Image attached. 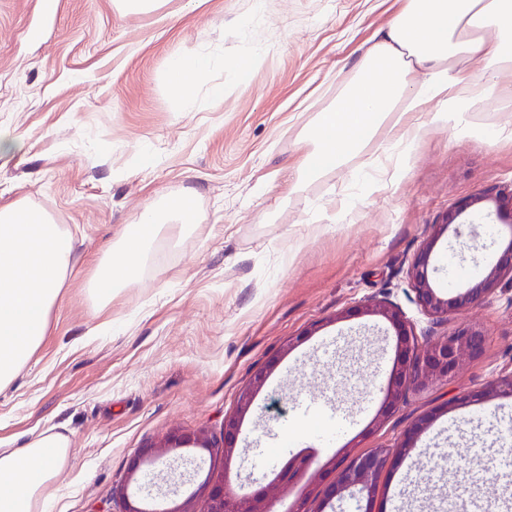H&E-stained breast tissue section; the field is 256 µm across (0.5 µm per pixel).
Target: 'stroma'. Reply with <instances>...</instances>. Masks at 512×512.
<instances>
[{
    "label": "stroma",
    "mask_w": 512,
    "mask_h": 512,
    "mask_svg": "<svg viewBox=\"0 0 512 512\" xmlns=\"http://www.w3.org/2000/svg\"><path fill=\"white\" fill-rule=\"evenodd\" d=\"M403 0H168L146 15L113 0H0V128L22 151L0 160V205L17 200L69 230L73 269L30 361L0 392V448L42 432L65 435L70 458L46 512H117L149 487L166 506L205 512L207 476L267 491L287 512L326 464L372 447H396L431 413L432 425L382 476L374 497L335 512H390L409 494H430L439 512L457 489L481 487L499 507L502 485L488 457L512 430V398L473 395L512 374V284L451 315L439 333L471 327L483 350L453 374L410 394L377 421L395 336L359 307L396 303L417 329L409 269L433 244V284L456 294L486 272L512 239L477 213L443 227L459 202L485 189L512 190V107L471 114L479 133L421 126L409 147L378 131L367 154L300 190L302 157L319 113L335 105L354 66ZM178 56H205L189 79L190 105L168 90ZM248 58L234 79L229 63ZM233 83L223 99L214 85ZM194 194L195 226L159 237L138 279L95 307L85 288L103 252L150 203ZM302 337L289 349L288 338ZM276 366L243 417L231 458L224 419L256 369ZM298 401H324L356 426L329 448L294 423L300 447L264 456L268 435ZM196 433L214 452L182 448L129 466L141 449ZM424 469H415L419 457Z\"/></svg>",
    "instance_id": "obj_1"
}]
</instances>
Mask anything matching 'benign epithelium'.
Instances as JSON below:
<instances>
[{
    "mask_svg": "<svg viewBox=\"0 0 512 512\" xmlns=\"http://www.w3.org/2000/svg\"><path fill=\"white\" fill-rule=\"evenodd\" d=\"M494 203V211L486 212V216L494 215L500 221L510 223L512 230V192L505 195L493 188L486 189L477 196L460 203L448 211L446 223L453 224L470 208H480L484 202ZM433 244L428 243L416 254L409 272L415 303L423 315L438 324L448 320V315L457 313L467 307L479 303L485 295L503 278L512 283V238L501 252L496 263L479 279L469 281L467 288L453 296L442 295L430 281L432 270ZM374 313L386 319L394 330L396 337L395 362L383 389V400L377 418L387 419L400 404L406 402L410 389L423 385L437 377L454 372L463 359L474 356L482 349V334L473 328H464L444 340H435L423 352H418V337L415 326L409 322L397 304L384 300L372 308L361 309L356 314ZM275 363L270 361L257 369L249 385L239 395L238 413L224 418V459H229L234 450L235 437L239 432L241 418L253 406L255 394L266 383L274 369ZM512 395V375L500 379L478 394V397ZM430 424V416L425 415L410 428L404 441L396 447L372 448L354 456L350 462L335 473L334 479L316 488V496L326 503L342 500L347 496L371 495L376 491L382 475L388 470L391 461L406 454L412 448L414 440ZM190 443L200 448L210 449V445L198 436L173 435L164 445L165 452L176 451ZM208 488L207 512H268L264 507L265 500L258 494L231 492L224 489V480L207 481ZM112 498L121 503L119 512H144V509L132 500L127 488L123 485L115 488Z\"/></svg>",
    "mask_w": 512,
    "mask_h": 512,
    "instance_id": "benign-epithelium-1",
    "label": "benign epithelium"
}]
</instances>
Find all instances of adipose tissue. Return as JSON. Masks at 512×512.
<instances>
[{"instance_id":"adipose-tissue-1","label":"adipose tissue","mask_w":512,"mask_h":512,"mask_svg":"<svg viewBox=\"0 0 512 512\" xmlns=\"http://www.w3.org/2000/svg\"><path fill=\"white\" fill-rule=\"evenodd\" d=\"M484 69L463 71L472 58ZM512 78V0H405L368 48L353 82L322 112L301 161L312 182L363 152L380 127L393 143H412L411 117L426 115L446 130L467 126V115ZM184 203L144 208L125 227L87 283L93 300L111 302L137 277L151 241L164 229L187 230ZM73 239L50 216L19 202L0 207V391L29 361L48 326L72 268ZM69 441L42 433L19 450L0 449V512H44L50 490L69 462Z\"/></svg>"}]
</instances>
